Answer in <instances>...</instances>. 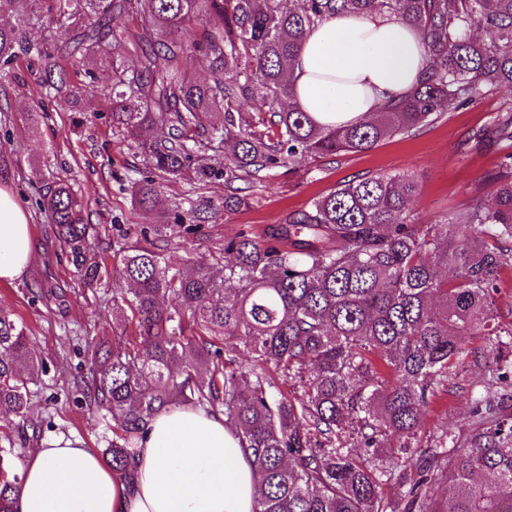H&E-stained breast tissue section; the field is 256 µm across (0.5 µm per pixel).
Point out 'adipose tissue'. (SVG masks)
Returning <instances> with one entry per match:
<instances>
[{
  "label": "adipose tissue",
  "mask_w": 512,
  "mask_h": 512,
  "mask_svg": "<svg viewBox=\"0 0 512 512\" xmlns=\"http://www.w3.org/2000/svg\"><path fill=\"white\" fill-rule=\"evenodd\" d=\"M293 103L319 122L343 125L397 101L424 67L420 35L392 14L346 12L307 31ZM34 253L29 218L0 189V281L20 279ZM258 473L223 415L173 405L140 444L134 485L74 436L30 452L15 512H253Z\"/></svg>",
  "instance_id": "ef3b65f1"
}]
</instances>
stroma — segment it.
<instances>
[{"label": "stroma", "mask_w": 512, "mask_h": 512, "mask_svg": "<svg viewBox=\"0 0 512 512\" xmlns=\"http://www.w3.org/2000/svg\"><path fill=\"white\" fill-rule=\"evenodd\" d=\"M36 55L19 54L11 69H0V156L10 172L0 188L11 192L31 215L34 252L26 274L0 282V309L23 323L35 359L45 366L34 388L27 418L42 425V439L72 434L86 447L102 450L112 437L111 414L78 399V382L88 373L87 343L99 335L116 336L112 293L80 287L67 262L54 261L52 225L39 200L48 186L70 184L87 201L90 223L98 225L105 247L134 241L142 227L155 224L175 200L190 199L206 208L208 223L198 239L173 237L172 260H194L219 254L224 240L239 231L263 235L289 214L307 209L337 184L365 177L411 174L418 195L410 217L436 223L447 213L490 200L488 176L499 165L504 143L465 147L475 131L491 128L497 114L512 107V92L500 90L465 108L449 106L442 117L412 136H394L367 151L321 158H302L276 169L247 191L248 205L224 207V184L166 183L155 210L135 207L123 181L143 158L137 141L114 128L111 108L102 96L42 97ZM81 125H74V117ZM482 367L465 363L447 390L439 392L422 416L421 437L463 428L470 416L469 389L481 379ZM24 418V419H27ZM24 419L0 418V436L18 435Z\"/></svg>", "instance_id": "stroma-1"}]
</instances>
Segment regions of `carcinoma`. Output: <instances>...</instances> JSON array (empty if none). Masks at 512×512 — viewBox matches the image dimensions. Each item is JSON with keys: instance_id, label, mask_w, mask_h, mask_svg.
<instances>
[{"instance_id": "obj_1", "label": "carcinoma", "mask_w": 512, "mask_h": 512, "mask_svg": "<svg viewBox=\"0 0 512 512\" xmlns=\"http://www.w3.org/2000/svg\"><path fill=\"white\" fill-rule=\"evenodd\" d=\"M291 2L286 10L282 0H0V16L17 17L0 25V62L36 50L41 84L57 93L69 83L61 50L112 69V124L131 135L167 129L139 143L146 173L131 193L145 210L176 180H222L224 204L246 206L244 185L298 156L364 152L441 118L451 102L512 91V0ZM348 9L405 20L421 35L425 68L372 120L334 127L284 100L303 35ZM116 16L137 21L128 36L135 70L114 52ZM201 16L209 28L183 41ZM27 26L46 29L47 41L23 45ZM189 59L217 78L191 79ZM241 101L262 113L265 129L243 127ZM494 131L512 142L511 108ZM208 150L224 164L200 163ZM491 180L493 205L456 210L441 224L408 220L418 192L411 175L346 181L260 237L224 239L222 258L186 265L166 252L170 233L195 235L207 221L192 202L174 203L110 266L85 198L54 186L39 207L60 255L81 287L112 286L129 329L92 339L79 385L116 423L102 452L112 471L133 482L155 416L184 404L224 413L260 474L253 512H512V322L501 327L496 306L498 275L512 267V151ZM441 267L451 278L438 276ZM473 336L480 346H469ZM231 339L254 366L241 365ZM467 357L486 366L470 422L421 440L422 409ZM39 370L25 327L0 310V406L27 418ZM16 445L9 436L0 444V512H13L21 483ZM400 454L395 469L377 463ZM444 466L451 482L437 498Z\"/></svg>"}]
</instances>
